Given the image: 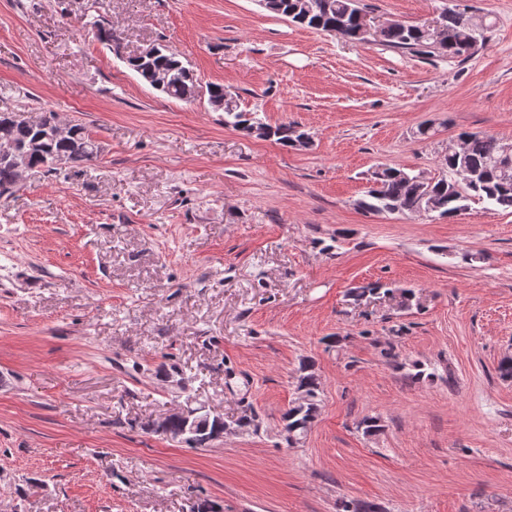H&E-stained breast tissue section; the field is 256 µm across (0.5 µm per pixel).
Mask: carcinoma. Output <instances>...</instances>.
I'll return each instance as SVG.
<instances>
[{
  "instance_id": "1",
  "label": "carcinoma",
  "mask_w": 512,
  "mask_h": 512,
  "mask_svg": "<svg viewBox=\"0 0 512 512\" xmlns=\"http://www.w3.org/2000/svg\"><path fill=\"white\" fill-rule=\"evenodd\" d=\"M265 8L310 29L357 42L366 39L359 0H267ZM85 25L95 30L100 43L117 50L111 27L93 17ZM489 29L485 17L457 4L444 9L428 23H398L383 28L375 42L402 53L446 56L464 63L485 47ZM126 62L142 79L164 77V83L154 90L165 96L184 102L189 90L201 87L209 105L221 110L224 86L213 83L201 86L181 55L170 46L159 43L151 53L130 57ZM224 124L285 147L310 143L308 134L293 122L272 126L236 107L224 109ZM459 138L463 141L460 153L443 156L442 173L435 178L426 179L394 166H378L371 175L373 185L358 200V207L373 214H414L428 209L442 218L467 209L471 202L512 210V156H504L502 141L481 132H463ZM0 144L12 145L18 151L15 162L0 159V186L13 183L23 169L54 172L50 160L56 155L62 154L68 162L80 165L95 160L100 152L99 144L80 123L72 124L67 134L50 137L45 120L31 122L15 112L0 120ZM319 390V377L313 367H303L297 378L300 397L282 416L288 444L297 443L311 429L318 415ZM187 420L194 426L186 439L192 447L206 448L224 434V417L212 415L201 407L188 409L184 417L173 416L168 430L179 434Z\"/></svg>"
}]
</instances>
